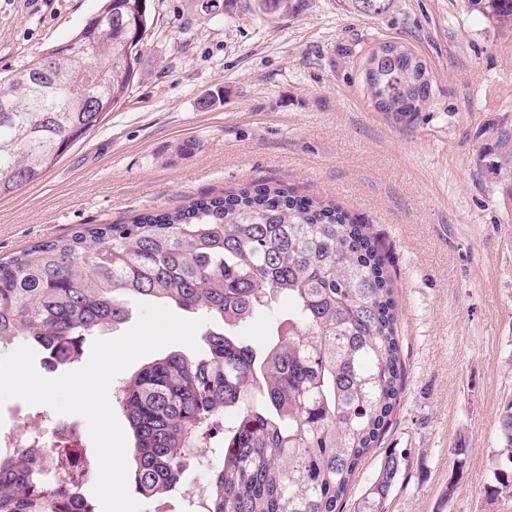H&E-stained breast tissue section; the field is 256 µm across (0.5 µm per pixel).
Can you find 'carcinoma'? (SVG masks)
I'll list each match as a JSON object with an SVG mask.
<instances>
[{
    "instance_id": "cac0c4a2",
    "label": "carcinoma",
    "mask_w": 512,
    "mask_h": 512,
    "mask_svg": "<svg viewBox=\"0 0 512 512\" xmlns=\"http://www.w3.org/2000/svg\"><path fill=\"white\" fill-rule=\"evenodd\" d=\"M381 16L391 0H343ZM512 30V0H467ZM153 25L148 0H103L72 38L105 73L87 87L117 105ZM45 79L0 85V199L39 180L104 116L80 112L56 88L72 61L53 48L25 67ZM363 85L377 111L411 123L431 94L425 62L405 46L367 59ZM11 111H3L4 107ZM476 166L512 204V120L481 129ZM291 303L260 348L239 330L278 298ZM137 301H172L223 324L195 357L170 353L113 392L133 432L134 481L149 499L176 487L200 448L222 449L201 512H340L351 477L390 425L402 390L397 304L387 258L333 200L274 182L202 195L128 224H98L0 261V345L31 339L54 365L78 359L88 337L123 323ZM233 416L226 423L224 416ZM490 499L512 500V403L498 422ZM390 448L359 503L383 512L411 466ZM73 485L44 483L32 450L0 457V512H95Z\"/></svg>"
}]
</instances>
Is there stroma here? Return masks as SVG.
<instances>
[{
    "label": "stroma",
    "instance_id": "1",
    "mask_svg": "<svg viewBox=\"0 0 512 512\" xmlns=\"http://www.w3.org/2000/svg\"><path fill=\"white\" fill-rule=\"evenodd\" d=\"M202 2L149 0L153 26L123 101L39 181L0 200V259L252 180L336 200L389 256L404 361L400 402L344 512H357L388 448L410 449L412 464L384 512H512L486 493L512 401V206L475 164L479 131L512 118V32L466 0H392L377 18L339 0L274 17L259 0H223L210 16ZM101 5L0 0V77L70 40ZM386 42L430 70V99L411 123L363 90L364 64ZM203 454L143 512H197L219 451Z\"/></svg>",
    "mask_w": 512,
    "mask_h": 512
}]
</instances>
